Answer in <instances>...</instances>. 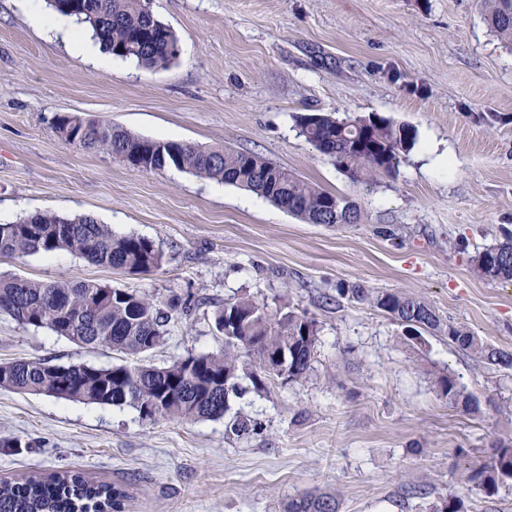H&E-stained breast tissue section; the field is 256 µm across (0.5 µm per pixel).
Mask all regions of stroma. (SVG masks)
<instances>
[{
	"mask_svg": "<svg viewBox=\"0 0 512 512\" xmlns=\"http://www.w3.org/2000/svg\"><path fill=\"white\" fill-rule=\"evenodd\" d=\"M44 0H0V223L36 211L90 214L153 242L160 269L129 275L61 250L0 257V276L92 280L193 309L175 313L142 358L163 367L224 348L214 312L247 294L321 323L308 378L231 397L225 417L150 422L132 407L0 388V484L69 472L122 493L121 512H283L316 489L341 512H512V480L466 490L464 464L512 438V369L475 361L444 335L425 345L369 305L323 308L342 284L425 300L442 321L512 352V281L472 260L512 235V44L479 0H153L179 56L149 71L75 52L30 15ZM84 113L136 135L259 153L361 211L356 224H308L231 185L174 168L146 172L61 141L57 114ZM378 114L418 139L393 174L351 181L295 128L297 114ZM109 367L86 347L0 313V362ZM453 373L479 414L434 386ZM261 424L239 438L236 415Z\"/></svg>",
	"mask_w": 512,
	"mask_h": 512,
	"instance_id": "stroma-1",
	"label": "stroma"
}]
</instances>
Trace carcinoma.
<instances>
[{
    "instance_id": "cac0c4a2",
    "label": "carcinoma",
    "mask_w": 512,
    "mask_h": 512,
    "mask_svg": "<svg viewBox=\"0 0 512 512\" xmlns=\"http://www.w3.org/2000/svg\"><path fill=\"white\" fill-rule=\"evenodd\" d=\"M55 13L91 32L104 51L133 60L151 70L166 69L178 57L173 28L153 11V0H47ZM490 28L512 42V0H481ZM75 127L73 136L65 131ZM299 135L336 167L356 180L392 173L401 154L415 143L416 133L385 117L338 119L327 113L295 116ZM53 131L65 143L104 152L130 168L155 171L174 167L199 178L251 191L309 224H356L357 206L257 153L228 147H202L187 142L154 140L80 113L55 116ZM65 250L88 262L130 274L157 270L163 255L151 241L118 236L91 215L66 216L35 212L0 224V256L24 257ZM474 273L486 280L512 281V238L486 247L473 259ZM366 303L391 315L405 328L411 342L440 333L448 344L474 359L512 369V352L495 348L464 325L444 324L422 299L399 292H373L360 285L336 288V297ZM190 305L173 298L161 306L134 290L94 281L40 282L0 277V313L17 323L47 328L79 346H106L127 357L153 350L166 335L177 310ZM215 323L224 334V350L190 355L165 367L86 363L49 365L31 360L0 362V387L19 393L45 395L87 405L134 407L144 420L188 421L216 419L229 409V397L242 393L240 372H249L253 388L265 389L275 371L268 358L285 354L288 375L306 378L315 358L320 327L316 317L293 307L270 312L252 297L242 296L216 310ZM440 397L452 407L476 412L479 404L459 387L450 373L436 377ZM237 437L257 433L258 423L238 416L227 424ZM512 478V440H497L484 460L464 469L469 490L493 494ZM121 493L109 485L86 481L76 474L24 476L0 487V512H105L118 509ZM331 491L304 493L288 503L286 512H339Z\"/></svg>"
}]
</instances>
